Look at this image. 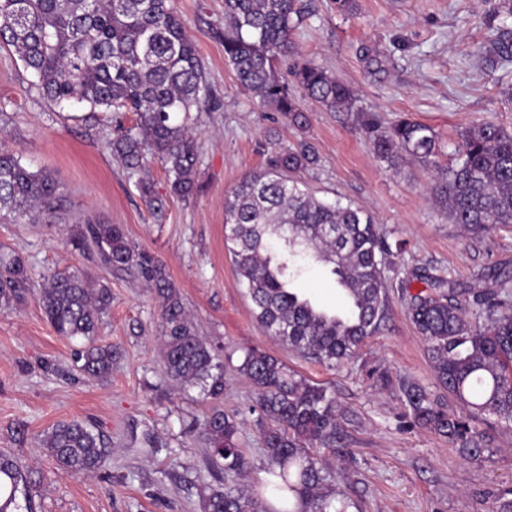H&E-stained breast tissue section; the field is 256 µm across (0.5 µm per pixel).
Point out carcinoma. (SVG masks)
<instances>
[{"instance_id":"1","label":"carcinoma","mask_w":512,"mask_h":512,"mask_svg":"<svg viewBox=\"0 0 512 512\" xmlns=\"http://www.w3.org/2000/svg\"><path fill=\"white\" fill-rule=\"evenodd\" d=\"M302 22L298 0H224V60L239 84L262 106L300 130L308 118L291 95L278 64L295 53L292 31ZM15 51L37 77L50 101H75L112 113L119 133L108 147L143 200L162 209L147 174L163 167L170 192L188 197L199 188L193 140L197 114L212 100L202 60L171 0H0V47ZM291 76L307 96L330 112H352L356 97L344 82L310 64ZM125 112L137 115L124 128ZM374 153L394 165L409 156L431 162L440 150L430 126L402 118L384 127L363 119ZM315 162L306 140L275 153L268 168L245 176L224 198L225 246L237 279L252 302L265 335L334 368L352 358L384 315L385 271L391 245L367 211L317 199L293 174ZM62 186L45 169L0 150V217L33 218L54 208ZM433 198L455 224L477 238L491 227L512 224V131L492 122L461 134L454 164L443 173ZM70 244L87 259L115 271L132 270L160 303L163 372L179 389L198 388L207 399L224 398L223 364L186 312L165 264L138 250L121 224L87 219ZM326 267L342 298L325 307L293 288L311 264ZM425 289L409 295L407 313L427 342L435 378L470 408L464 419L449 413L421 386L401 383L413 423L448 439L470 457L488 448V431L512 429V290L493 272L460 283L416 269ZM28 267L14 252L0 251V307L27 296ZM39 303L59 336L86 340L80 370L92 380L112 375L118 349L98 341L112 308L109 283L78 270L44 277ZM483 322H472L465 308ZM238 370L255 389L252 412L267 455L265 484L275 500L254 491L212 489L204 512H350L357 504L329 489L333 481L311 454L333 448L342 414L327 389L288 370L257 349L244 351ZM189 432L206 448L209 473L232 476L245 464L239 421L215 405ZM41 446L65 475L106 468L104 436L81 420L61 421ZM38 472L0 452V512H33Z\"/></svg>"}]
</instances>
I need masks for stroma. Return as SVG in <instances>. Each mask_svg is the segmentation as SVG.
<instances>
[{
	"label": "stroma",
	"mask_w": 512,
	"mask_h": 512,
	"mask_svg": "<svg viewBox=\"0 0 512 512\" xmlns=\"http://www.w3.org/2000/svg\"><path fill=\"white\" fill-rule=\"evenodd\" d=\"M302 2L306 18L281 74L301 63L320 66L348 84L359 109L383 125L408 117L431 126L441 138L434 162L381 161L355 114L326 111L294 84L290 90L309 119L306 131H297L261 107L225 62L224 0H173L202 58L214 105L194 130L201 184L194 196L172 195L163 167L151 163L163 201L157 214L108 147L111 113L49 103L17 55L0 48V149L31 169L49 170L65 188L39 223L0 221V246L20 254L31 273L25 301L0 309V451L39 472L36 512H203L201 486L259 488L266 455L249 412L254 387L236 366L248 347L333 394L342 439L314 454L363 512H496L499 490L512 487V430L495 431L483 456H466L447 438L411 424L399 388L403 380L420 384L448 411L466 412L437 384L427 345L407 316L408 294L421 288L409 279L413 269L444 271L463 284L491 269L512 281V225L467 235L431 191L467 127L492 121L512 131V107L504 101L512 90V57L489 64L477 55L489 41L512 42V0H356L345 16L334 0ZM374 51L386 59L385 72L376 75L365 64ZM303 137L316 161L298 179L318 198L365 209L403 244L386 270L379 329L337 369L264 334L224 241L225 194L264 169L273 147ZM87 217L123 225L137 249L161 259L200 335L218 357L233 355L224 367L223 406L239 414L243 476L212 479L204 448L185 432L213 403L198 390H175L164 376L155 294L68 245L70 230ZM76 269L106 278L112 288L99 336L117 345L120 357L104 381L79 376L75 354L83 338L57 336L37 299L44 273ZM73 418L94 426L108 444L109 465L95 475L62 474L40 446L53 424Z\"/></svg>",
	"instance_id": "stroma-1"
}]
</instances>
